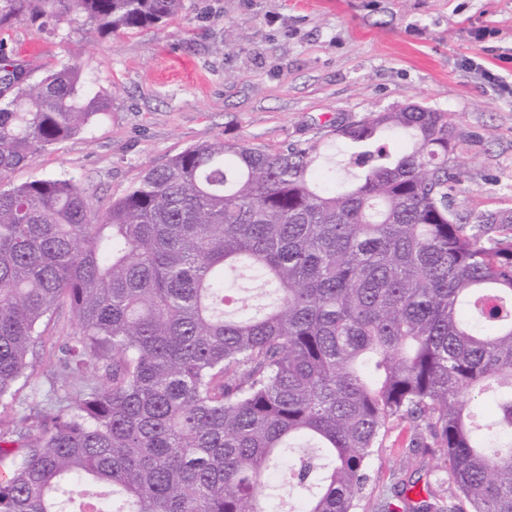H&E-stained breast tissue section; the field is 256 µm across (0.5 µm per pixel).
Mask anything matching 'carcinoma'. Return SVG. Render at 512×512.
<instances>
[{
	"mask_svg": "<svg viewBox=\"0 0 512 512\" xmlns=\"http://www.w3.org/2000/svg\"><path fill=\"white\" fill-rule=\"evenodd\" d=\"M182 6L0 0V24L75 15L102 40ZM108 106L79 66L35 80L0 46V178ZM453 130L416 104L338 124L340 184L335 142L217 140L102 211L73 177L0 187V512H365L396 422L448 465L376 512H512V207L457 209ZM243 273L262 303L226 315ZM66 307L78 332L39 376Z\"/></svg>",
	"mask_w": 512,
	"mask_h": 512,
	"instance_id": "carcinoma-1",
	"label": "carcinoma"
}]
</instances>
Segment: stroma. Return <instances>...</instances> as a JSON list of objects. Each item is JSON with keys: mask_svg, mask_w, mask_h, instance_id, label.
I'll list each match as a JSON object with an SVG mask.
<instances>
[{"mask_svg": "<svg viewBox=\"0 0 512 512\" xmlns=\"http://www.w3.org/2000/svg\"><path fill=\"white\" fill-rule=\"evenodd\" d=\"M232 20L241 38L225 41ZM0 42L33 77L77 64L111 101L91 133L57 142L9 177L79 180L99 208L185 149L241 139L268 150L329 138L334 125L417 103L450 113L463 141L459 210L512 204V95L465 67L504 66L512 0H184L166 23L91 39L81 20L37 31L0 26ZM394 427L372 461L377 489L394 472L431 481L435 448Z\"/></svg>", "mask_w": 512, "mask_h": 512, "instance_id": "obj_1", "label": "stroma"}]
</instances>
